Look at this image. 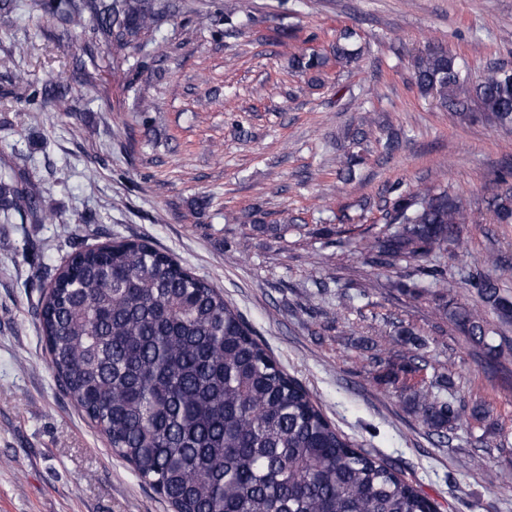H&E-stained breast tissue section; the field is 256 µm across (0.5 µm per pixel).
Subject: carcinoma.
Instances as JSON below:
<instances>
[{
  "label": "carcinoma",
  "mask_w": 512,
  "mask_h": 512,
  "mask_svg": "<svg viewBox=\"0 0 512 512\" xmlns=\"http://www.w3.org/2000/svg\"><path fill=\"white\" fill-rule=\"evenodd\" d=\"M184 0H40L56 22L58 38L90 12L97 33L121 51L148 31L181 14ZM354 29L339 31L333 53L348 63L357 52ZM295 70L319 81L326 57L315 51L291 55ZM414 85L455 111L478 109L499 124L512 122V67L493 65L471 80L464 60L437 45L417 56ZM67 89L47 81L30 100L66 104ZM368 137L356 138L337 176L349 181L365 162ZM512 172L488 203L494 220L512 223ZM377 210L385 229L364 244L368 259L390 266L423 261L459 246L466 225L475 224L462 196L440 182L420 184L392 200H363ZM4 219L50 224L30 183L13 171L0 173ZM423 292L438 310L482 347L494 366L504 353L488 339L489 310L512 324V297L499 280L474 270L448 275L437 263L419 266ZM474 290L480 305L462 306L451 288ZM40 333L49 367L74 406L107 438L112 450L136 468L178 512H438L437 504L393 465L358 448L328 421L309 392L288 375L258 341L224 295L171 254L139 239L110 248L72 253L57 269L50 292L40 298ZM413 349L397 359L375 357L386 380L410 392L422 423L439 438L469 415L467 408L408 377L424 369L422 343L403 327Z\"/></svg>",
  "instance_id": "obj_1"
}]
</instances>
